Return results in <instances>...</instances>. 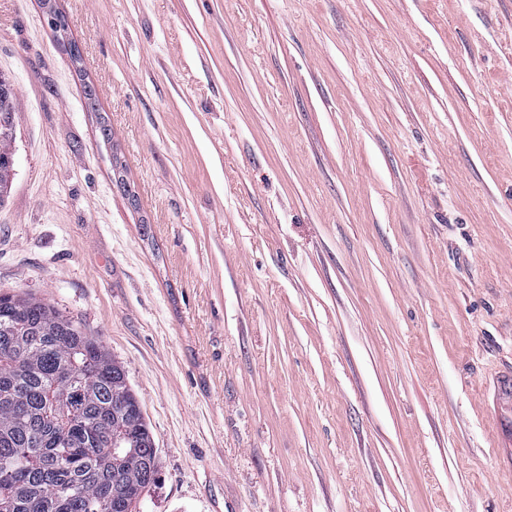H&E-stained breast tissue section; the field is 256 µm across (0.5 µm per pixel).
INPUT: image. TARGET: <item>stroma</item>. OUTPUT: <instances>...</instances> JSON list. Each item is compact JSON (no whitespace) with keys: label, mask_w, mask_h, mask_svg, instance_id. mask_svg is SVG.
<instances>
[{"label":"stroma","mask_w":512,"mask_h":512,"mask_svg":"<svg viewBox=\"0 0 512 512\" xmlns=\"http://www.w3.org/2000/svg\"><path fill=\"white\" fill-rule=\"evenodd\" d=\"M53 5L80 60L0 0V290L124 365L139 512H512V0ZM14 92L13 84L0 74V203L2 197L7 193L10 171L8 169L14 154L12 151V141L14 135ZM10 119V121H9ZM2 120L9 121L8 133H5ZM493 391L497 448H508L512 458V365L495 372Z\"/></svg>","instance_id":"1"}]
</instances>
